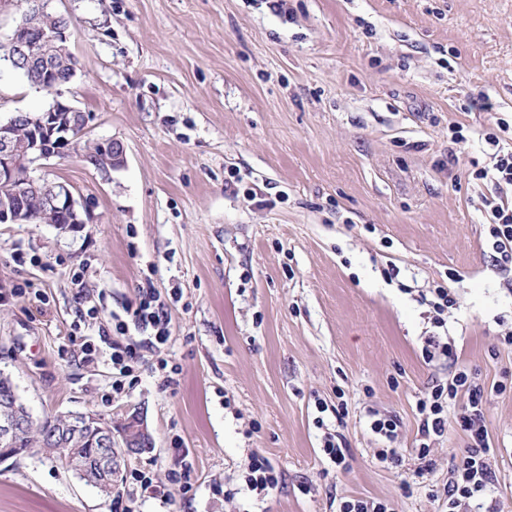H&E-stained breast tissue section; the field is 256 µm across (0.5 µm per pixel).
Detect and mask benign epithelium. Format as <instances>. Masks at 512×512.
Instances as JSON below:
<instances>
[{"instance_id":"obj_1","label":"benign epithelium","mask_w":512,"mask_h":512,"mask_svg":"<svg viewBox=\"0 0 512 512\" xmlns=\"http://www.w3.org/2000/svg\"><path fill=\"white\" fill-rule=\"evenodd\" d=\"M49 2L29 0V11L24 14L22 22L13 30L6 44L7 59L15 68L41 74V88L52 96L53 104L50 109L37 115L28 114L21 119L14 117L0 123V183L3 185L13 183L19 168L41 166L62 155L75 139L77 129L88 124L84 112L61 99V86L76 74L75 69L65 68L60 59L69 39V28L56 27L43 37L38 49L31 41V19L46 13ZM100 145L104 166L114 169L124 165L125 149L120 141L112 138L100 142ZM25 193L39 195L50 214L64 215L67 226L84 223L69 183H45L31 178L24 192L17 193L18 201L0 200L1 224H28L32 221V214L23 202ZM61 417L68 419V423L58 437L60 445H78L89 435L98 437L104 445L112 444V428L100 423L96 415L67 412ZM29 418L30 413L22 411L17 405L5 406L0 414V442H12L19 428ZM121 438L127 453L139 452L151 446L142 418L133 414L127 417L125 427L121 429Z\"/></svg>"}]
</instances>
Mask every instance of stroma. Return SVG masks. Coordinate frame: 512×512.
Masks as SVG:
<instances>
[{"instance_id": "35a3bbf8", "label": "stroma", "mask_w": 512, "mask_h": 512, "mask_svg": "<svg viewBox=\"0 0 512 512\" xmlns=\"http://www.w3.org/2000/svg\"><path fill=\"white\" fill-rule=\"evenodd\" d=\"M70 22L76 75L63 89L88 116L76 149L33 169L71 185L83 224H0V370L33 419L68 411L120 427L139 412L152 445L122 471L133 512H336L342 497L440 512L455 427L431 441L416 477V403L446 363H424L434 327L422 297L457 274L448 334L486 385L512 373V264L492 248L488 200L512 187L492 167L497 119L512 125V0H52ZM50 98L0 61V122ZM467 143L448 153L452 128ZM116 139L124 166L84 160ZM37 256L20 264L17 252ZM123 313L152 283L168 299L177 366L162 387L143 351L137 378L112 397V363L84 362L70 277ZM47 294L40 305L35 291ZM494 498L512 512V391L490 393ZM342 415H335V408ZM396 416L400 462L368 408ZM339 433L349 467L321 446ZM281 472L265 499L247 491L251 453ZM191 468V491L170 482ZM0 512H113L110 497L40 452L0 464Z\"/></svg>"}]
</instances>
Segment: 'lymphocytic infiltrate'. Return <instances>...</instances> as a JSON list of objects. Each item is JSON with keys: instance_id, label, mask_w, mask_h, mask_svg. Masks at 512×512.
<instances>
[{"instance_id": "obj_1", "label": "lymphocytic infiltrate", "mask_w": 512, "mask_h": 512, "mask_svg": "<svg viewBox=\"0 0 512 512\" xmlns=\"http://www.w3.org/2000/svg\"><path fill=\"white\" fill-rule=\"evenodd\" d=\"M128 320L117 321L110 347L114 371L112 389L122 392L135 372L138 361L137 345L128 335L130 324L152 328L149 339L152 348L163 350L170 337L166 305L155 288L139 289V302L128 312ZM419 432L422 441L416 457L425 467H432L431 437L443 436L448 426H456L466 436L467 443L448 482L446 506L456 512L462 503L482 499L494 484L490 458L493 448L487 426L488 398L478 373L459 367L448 381L433 385L416 403Z\"/></svg>"}]
</instances>
